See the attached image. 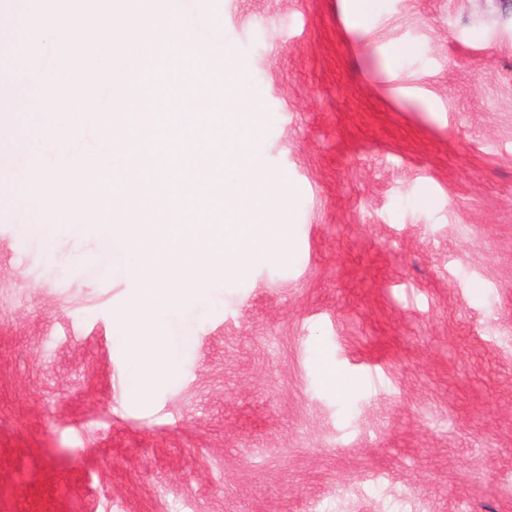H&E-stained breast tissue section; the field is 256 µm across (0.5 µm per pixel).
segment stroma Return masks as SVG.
Here are the masks:
<instances>
[{"instance_id":"stroma-1","label":"stroma","mask_w":512,"mask_h":512,"mask_svg":"<svg viewBox=\"0 0 512 512\" xmlns=\"http://www.w3.org/2000/svg\"><path fill=\"white\" fill-rule=\"evenodd\" d=\"M170 2L261 107L241 134L291 192V257L176 306L179 379L122 394L135 253L116 232L101 257L83 211L47 235L29 166L82 106L26 85L0 143V512H512V0ZM94 61L113 99L158 86L135 47ZM158 87L209 95L186 67Z\"/></svg>"}]
</instances>
